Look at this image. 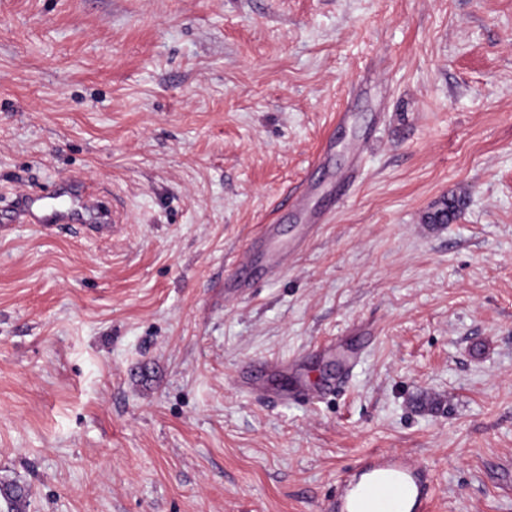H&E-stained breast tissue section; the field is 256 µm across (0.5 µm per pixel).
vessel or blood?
I'll use <instances>...</instances> for the list:
<instances>
[{"label": "vessel or blood", "instance_id": "1", "mask_svg": "<svg viewBox=\"0 0 512 512\" xmlns=\"http://www.w3.org/2000/svg\"><path fill=\"white\" fill-rule=\"evenodd\" d=\"M325 169V164H318L291 205L297 224L294 238L284 240L279 223L265 225L262 237L237 255L234 276L225 283L227 290L246 287L282 269L289 253L302 247L316 231L323 213L314 207L313 197ZM9 209L13 220L26 224H91L100 230L106 226L100 200L75 202L64 191L50 197L22 192ZM433 499L431 466L403 453L380 452L364 457L338 480L328 512H430Z\"/></svg>", "mask_w": 512, "mask_h": 512}]
</instances>
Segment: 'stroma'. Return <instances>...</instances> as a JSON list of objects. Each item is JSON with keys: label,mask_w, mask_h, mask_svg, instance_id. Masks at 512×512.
<instances>
[{"label": "stroma", "mask_w": 512, "mask_h": 512, "mask_svg": "<svg viewBox=\"0 0 512 512\" xmlns=\"http://www.w3.org/2000/svg\"><path fill=\"white\" fill-rule=\"evenodd\" d=\"M363 132L317 235L225 292ZM67 179L111 234L0 232L24 512H325L371 451L430 464L434 512H512V0H0V206ZM253 362L341 385L282 403Z\"/></svg>", "instance_id": "1"}]
</instances>
